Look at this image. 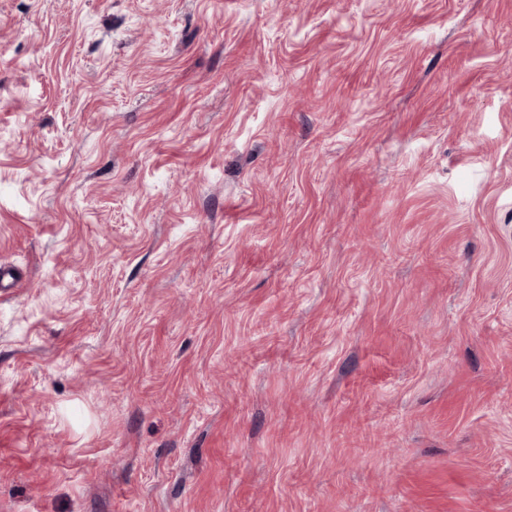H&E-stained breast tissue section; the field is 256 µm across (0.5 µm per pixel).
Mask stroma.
Returning a JSON list of instances; mask_svg holds the SVG:
<instances>
[{
  "label": "stroma",
  "mask_w": 512,
  "mask_h": 512,
  "mask_svg": "<svg viewBox=\"0 0 512 512\" xmlns=\"http://www.w3.org/2000/svg\"><path fill=\"white\" fill-rule=\"evenodd\" d=\"M0 512H512V0H0Z\"/></svg>",
  "instance_id": "35a3bbf8"
}]
</instances>
